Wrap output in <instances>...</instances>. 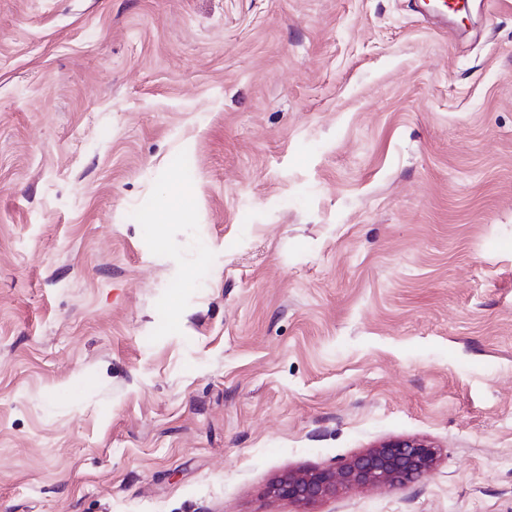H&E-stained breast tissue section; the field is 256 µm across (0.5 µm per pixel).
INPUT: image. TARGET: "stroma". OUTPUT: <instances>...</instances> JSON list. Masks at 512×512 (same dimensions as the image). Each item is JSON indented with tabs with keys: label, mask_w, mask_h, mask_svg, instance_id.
Returning <instances> with one entry per match:
<instances>
[{
	"label": "stroma",
	"mask_w": 512,
	"mask_h": 512,
	"mask_svg": "<svg viewBox=\"0 0 512 512\" xmlns=\"http://www.w3.org/2000/svg\"><path fill=\"white\" fill-rule=\"evenodd\" d=\"M407 438L310 512H512V0H0V512H299ZM192 191L175 184L163 199H157L148 210L151 224L188 223L194 215ZM437 457V448L424 440L384 442L354 456L339 469L289 471L270 483L267 496L307 507L354 487L403 488L428 475Z\"/></svg>",
	"instance_id": "obj_1"
}]
</instances>
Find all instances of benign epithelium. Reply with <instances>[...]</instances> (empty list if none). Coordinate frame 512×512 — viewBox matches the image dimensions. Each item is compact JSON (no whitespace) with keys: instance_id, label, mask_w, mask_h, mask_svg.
<instances>
[{"instance_id":"1","label":"benign epithelium","mask_w":512,"mask_h":512,"mask_svg":"<svg viewBox=\"0 0 512 512\" xmlns=\"http://www.w3.org/2000/svg\"><path fill=\"white\" fill-rule=\"evenodd\" d=\"M437 457V448L424 440L384 442L354 456L339 469L290 471L270 483L267 496L307 507L354 487L403 488L428 475Z\"/></svg>"}]
</instances>
